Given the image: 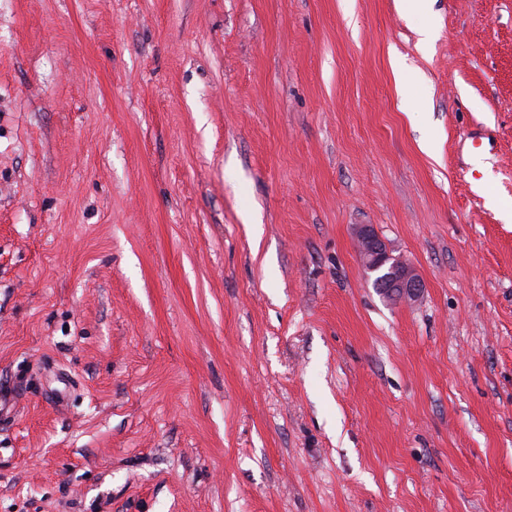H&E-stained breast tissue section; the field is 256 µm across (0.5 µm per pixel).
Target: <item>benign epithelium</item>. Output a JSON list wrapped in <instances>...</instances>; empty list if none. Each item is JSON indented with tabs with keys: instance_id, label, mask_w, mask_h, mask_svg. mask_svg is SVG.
Instances as JSON below:
<instances>
[{
	"instance_id": "benign-epithelium-1",
	"label": "benign epithelium",
	"mask_w": 512,
	"mask_h": 512,
	"mask_svg": "<svg viewBox=\"0 0 512 512\" xmlns=\"http://www.w3.org/2000/svg\"><path fill=\"white\" fill-rule=\"evenodd\" d=\"M360 258L368 272L379 276L378 291L389 301L419 299L423 283L407 260L394 255L374 227L362 224L356 231Z\"/></svg>"
}]
</instances>
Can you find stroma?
Wrapping results in <instances>:
<instances>
[{
	"label": "stroma",
	"mask_w": 512,
	"mask_h": 512,
	"mask_svg": "<svg viewBox=\"0 0 512 512\" xmlns=\"http://www.w3.org/2000/svg\"><path fill=\"white\" fill-rule=\"evenodd\" d=\"M509 212L512 0H0V512H512ZM355 236L363 266L380 278L377 282L380 295L389 301L418 300L423 283L411 264L394 255L372 225L361 224Z\"/></svg>",
	"instance_id": "1"
}]
</instances>
